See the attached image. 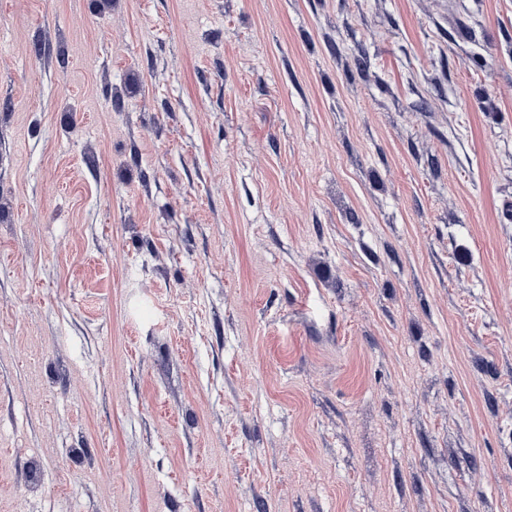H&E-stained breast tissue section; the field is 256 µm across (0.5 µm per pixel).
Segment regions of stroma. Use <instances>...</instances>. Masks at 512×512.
Here are the masks:
<instances>
[{
  "label": "stroma",
  "instance_id": "1",
  "mask_svg": "<svg viewBox=\"0 0 512 512\" xmlns=\"http://www.w3.org/2000/svg\"><path fill=\"white\" fill-rule=\"evenodd\" d=\"M512 512V0H0V512Z\"/></svg>",
  "mask_w": 512,
  "mask_h": 512
}]
</instances>
